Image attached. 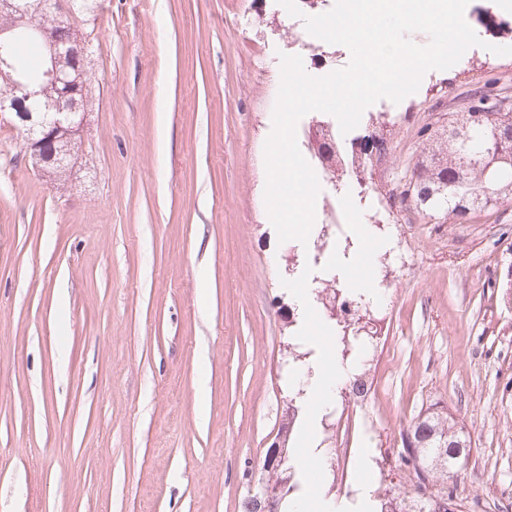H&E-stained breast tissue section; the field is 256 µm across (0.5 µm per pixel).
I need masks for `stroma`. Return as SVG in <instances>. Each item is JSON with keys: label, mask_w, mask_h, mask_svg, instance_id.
<instances>
[{"label": "stroma", "mask_w": 512, "mask_h": 512, "mask_svg": "<svg viewBox=\"0 0 512 512\" xmlns=\"http://www.w3.org/2000/svg\"><path fill=\"white\" fill-rule=\"evenodd\" d=\"M74 23L89 37L93 107L70 178H42L18 133L0 126V512H243L267 449L290 426L298 461L307 411L294 378L315 355L285 285L304 278L309 311L328 322L329 351L366 385L315 424L327 462L297 490L377 503L411 491L401 434L421 411L448 408L470 441L448 484L461 512H512V201L462 224L400 193L425 125L469 95L512 96V9L470 0L483 40L416 93L364 111L383 161L330 179L308 149L314 111L296 127L317 172L315 227L279 242L264 202L265 143L281 55L321 77L349 50L303 19L335 0H97ZM369 237H359V225ZM375 250V284L359 316L377 336L327 317L314 257ZM345 418L352 467L340 473Z\"/></svg>", "instance_id": "obj_1"}]
</instances>
